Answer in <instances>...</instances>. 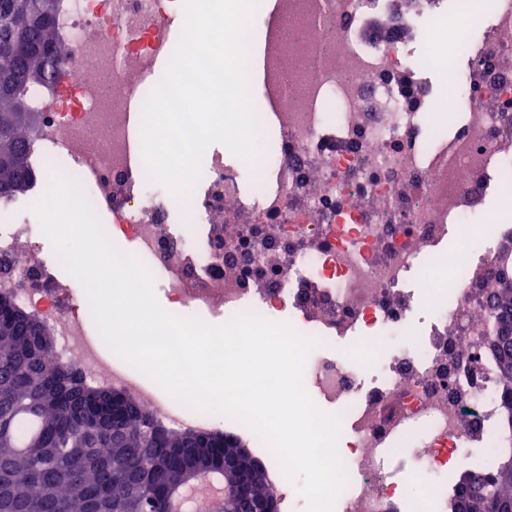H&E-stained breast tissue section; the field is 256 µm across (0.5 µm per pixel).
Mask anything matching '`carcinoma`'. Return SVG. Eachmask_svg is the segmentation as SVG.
<instances>
[{
  "mask_svg": "<svg viewBox=\"0 0 512 512\" xmlns=\"http://www.w3.org/2000/svg\"><path fill=\"white\" fill-rule=\"evenodd\" d=\"M32 0H0L21 18ZM55 0H40L34 38L0 51V157L19 154L17 166H0V203L27 192L37 175L27 160L23 135L31 119L25 93L53 82L68 60L53 33ZM494 294L495 332L512 330V279H499ZM55 339L44 326L36 335L25 325H0V512H171L154 496L161 484L176 485L183 470L216 450L204 448L199 432L170 428L122 396L121 447H112V391L87 383L72 364L54 359ZM501 405L512 418V364L497 358ZM36 438L26 437L27 418ZM498 466L470 482L465 476L458 506L499 512L512 501V479Z\"/></svg>",
  "mask_w": 512,
  "mask_h": 512,
  "instance_id": "1",
  "label": "carcinoma"
}]
</instances>
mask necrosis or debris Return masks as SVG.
I'll list each match as a JSON object with an SVG mask.
<instances>
[{"instance_id": "obj_1", "label": "necrosis or debris", "mask_w": 512, "mask_h": 512, "mask_svg": "<svg viewBox=\"0 0 512 512\" xmlns=\"http://www.w3.org/2000/svg\"><path fill=\"white\" fill-rule=\"evenodd\" d=\"M184 0H62L76 53L41 114L29 197L0 204V292L38 316L57 355L176 429L215 428L92 336L93 317L46 255L32 207L58 168L82 187L179 313L280 314L320 339L308 393L342 415L336 512H454L460 476L512 455L488 342L490 280L512 271V0H276L263 18L265 123L256 168L206 150L186 203L131 156V106L171 57ZM392 11L387 35L367 28ZM453 50L447 98L417 43Z\"/></svg>"}]
</instances>
